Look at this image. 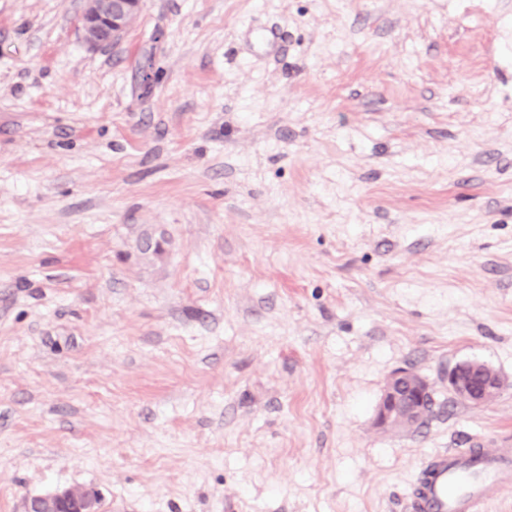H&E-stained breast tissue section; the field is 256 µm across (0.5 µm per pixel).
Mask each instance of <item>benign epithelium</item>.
<instances>
[{"instance_id": "benign-epithelium-1", "label": "benign epithelium", "mask_w": 512, "mask_h": 512, "mask_svg": "<svg viewBox=\"0 0 512 512\" xmlns=\"http://www.w3.org/2000/svg\"><path fill=\"white\" fill-rule=\"evenodd\" d=\"M142 0H85L82 37L93 48L110 44L138 16ZM448 387L461 402L482 406L495 399L504 381L487 365L465 361L448 370ZM430 397L426 380L416 371L399 369L385 380L375 426L395 431L405 419L421 417ZM24 512H99V499L84 489H61L27 500Z\"/></svg>"}]
</instances>
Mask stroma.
Segmentation results:
<instances>
[{"instance_id": "obj_1", "label": "stroma", "mask_w": 512, "mask_h": 512, "mask_svg": "<svg viewBox=\"0 0 512 512\" xmlns=\"http://www.w3.org/2000/svg\"><path fill=\"white\" fill-rule=\"evenodd\" d=\"M83 7L0 0V512H403L512 441V0ZM399 368L432 412L383 431ZM142 0H85L82 37L93 48L110 44L138 16ZM447 381L449 389L459 401L473 406L489 403L504 387L498 373L476 361L456 364L448 371ZM99 499L84 489H61L29 498L24 512H99Z\"/></svg>"}]
</instances>
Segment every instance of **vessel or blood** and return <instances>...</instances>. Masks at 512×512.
Returning a JSON list of instances; mask_svg holds the SVG:
<instances>
[{"label": "vessel or blood", "instance_id": "obj_1", "mask_svg": "<svg viewBox=\"0 0 512 512\" xmlns=\"http://www.w3.org/2000/svg\"><path fill=\"white\" fill-rule=\"evenodd\" d=\"M512 489V448H451L428 454L405 512H485Z\"/></svg>", "mask_w": 512, "mask_h": 512}]
</instances>
